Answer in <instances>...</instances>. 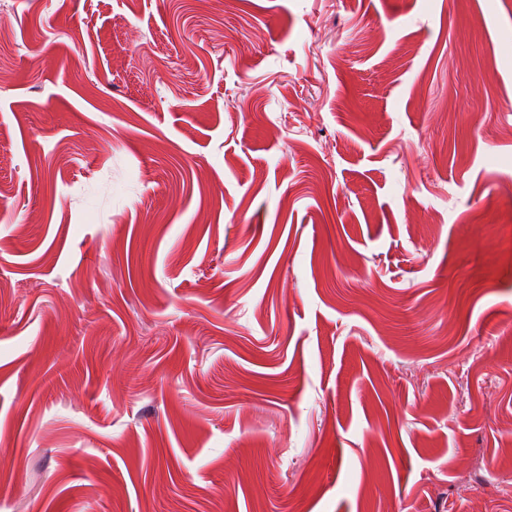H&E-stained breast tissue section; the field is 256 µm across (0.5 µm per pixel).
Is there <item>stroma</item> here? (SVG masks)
I'll return each mask as SVG.
<instances>
[{
  "mask_svg": "<svg viewBox=\"0 0 512 512\" xmlns=\"http://www.w3.org/2000/svg\"><path fill=\"white\" fill-rule=\"evenodd\" d=\"M512 0H0V512H512Z\"/></svg>",
  "mask_w": 512,
  "mask_h": 512,
  "instance_id": "stroma-1",
  "label": "stroma"
}]
</instances>
